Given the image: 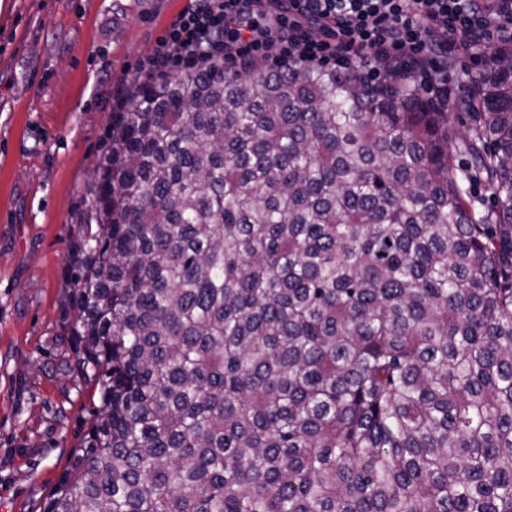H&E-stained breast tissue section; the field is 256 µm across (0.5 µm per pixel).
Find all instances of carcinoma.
<instances>
[{"instance_id": "cac0c4a2", "label": "carcinoma", "mask_w": 512, "mask_h": 512, "mask_svg": "<svg viewBox=\"0 0 512 512\" xmlns=\"http://www.w3.org/2000/svg\"><path fill=\"white\" fill-rule=\"evenodd\" d=\"M64 277L97 408L41 512H512V44L462 98L134 88Z\"/></svg>"}]
</instances>
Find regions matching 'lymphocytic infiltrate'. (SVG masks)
Returning <instances> with one entry per match:
<instances>
[{
  "label": "lymphocytic infiltrate",
  "mask_w": 512,
  "mask_h": 512,
  "mask_svg": "<svg viewBox=\"0 0 512 512\" xmlns=\"http://www.w3.org/2000/svg\"><path fill=\"white\" fill-rule=\"evenodd\" d=\"M263 0H203L161 39L152 65L191 70L204 59L292 61L380 80L385 62L408 63L412 79L445 86L436 56L449 38L472 53L512 41V0H280L277 30L245 36L229 22Z\"/></svg>",
  "instance_id": "lymphocytic-infiltrate-1"
}]
</instances>
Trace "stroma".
<instances>
[{"label":"stroma","instance_id":"35a3bbf8","mask_svg":"<svg viewBox=\"0 0 512 512\" xmlns=\"http://www.w3.org/2000/svg\"><path fill=\"white\" fill-rule=\"evenodd\" d=\"M193 0H0V512H41L93 417L62 276L90 171Z\"/></svg>","mask_w":512,"mask_h":512}]
</instances>
